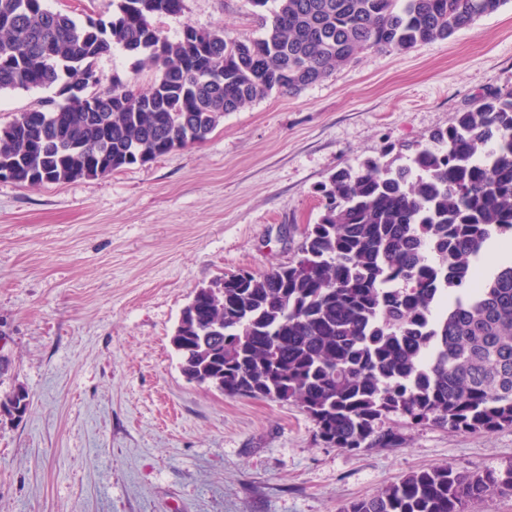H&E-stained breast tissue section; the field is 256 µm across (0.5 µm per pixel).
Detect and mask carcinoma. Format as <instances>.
Returning <instances> with one entry per match:
<instances>
[{
    "instance_id": "carcinoma-1",
    "label": "carcinoma",
    "mask_w": 512,
    "mask_h": 512,
    "mask_svg": "<svg viewBox=\"0 0 512 512\" xmlns=\"http://www.w3.org/2000/svg\"><path fill=\"white\" fill-rule=\"evenodd\" d=\"M112 19L76 21L43 0H0V93L59 86L64 103L0 125V173L68 182L145 164L204 142L224 114L275 91L294 95L359 53L445 41L509 0H274L267 34L150 19L184 0H115ZM146 56V90L99 57ZM324 200L295 258L200 289L172 337L182 375L231 397L292 402L326 444L394 448L384 421L456 432L512 427V251L476 262L512 232V88L484 94L406 156L366 159L321 185ZM512 494L503 474L413 471L342 512H466Z\"/></svg>"
}]
</instances>
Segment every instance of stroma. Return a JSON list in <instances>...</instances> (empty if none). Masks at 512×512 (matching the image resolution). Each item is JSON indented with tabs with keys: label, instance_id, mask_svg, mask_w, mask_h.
<instances>
[{
	"label": "stroma",
	"instance_id": "1",
	"mask_svg": "<svg viewBox=\"0 0 512 512\" xmlns=\"http://www.w3.org/2000/svg\"><path fill=\"white\" fill-rule=\"evenodd\" d=\"M250 0H184L154 19L262 36ZM97 67L148 87L121 51ZM512 87V0L450 39L364 51L295 95L225 114L207 140L94 178L0 180V512H342L407 474L512 467V428L401 426L403 443L350 453L298 407L189 383L170 338L198 288L288 263L343 166L410 154L483 94Z\"/></svg>",
	"mask_w": 512,
	"mask_h": 512
}]
</instances>
